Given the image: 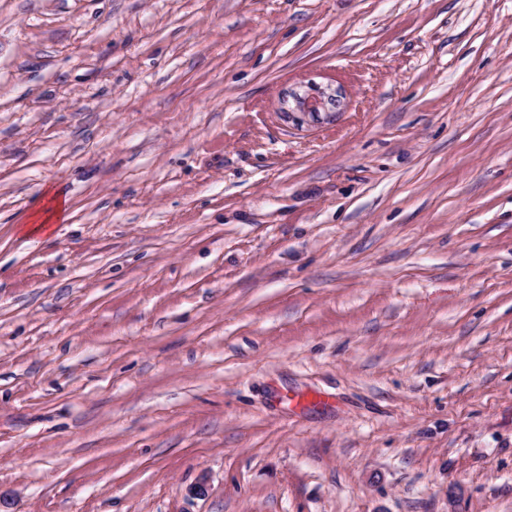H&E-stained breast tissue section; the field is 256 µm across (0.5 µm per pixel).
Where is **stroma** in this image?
<instances>
[{
  "label": "stroma",
  "instance_id": "stroma-1",
  "mask_svg": "<svg viewBox=\"0 0 512 512\" xmlns=\"http://www.w3.org/2000/svg\"><path fill=\"white\" fill-rule=\"evenodd\" d=\"M0 512H512V0H0ZM291 97L294 107H290V102L288 100V111L283 107V112L288 114V117L293 115L294 113H302V114H317L319 109L322 110L326 107L328 103L334 101L335 97L326 96L325 92L322 91L317 86H312V89H309L305 92L297 93L292 92L289 94ZM291 110H296L298 112H290ZM67 204L68 200L63 196L53 192L47 194L43 206L32 216L27 232H45L49 224H55L64 219Z\"/></svg>",
  "mask_w": 512,
  "mask_h": 512
}]
</instances>
